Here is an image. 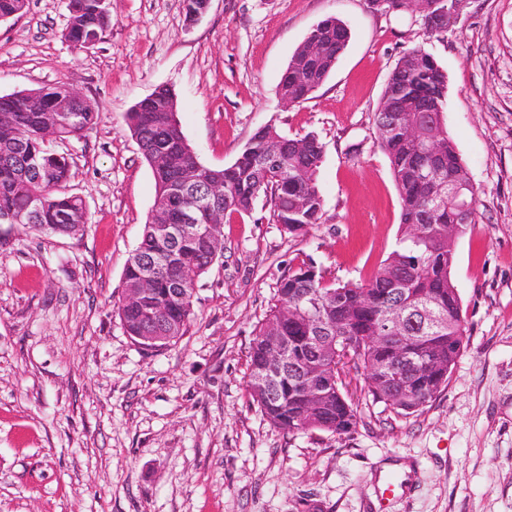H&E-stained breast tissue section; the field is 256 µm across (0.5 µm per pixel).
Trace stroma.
<instances>
[{
  "mask_svg": "<svg viewBox=\"0 0 512 512\" xmlns=\"http://www.w3.org/2000/svg\"><path fill=\"white\" fill-rule=\"evenodd\" d=\"M110 13V34L81 50L62 36L66 0H28L0 22V96L64 84L98 110L55 145L91 217L84 234L16 226L0 247V512H512V0H467L436 32L369 0H211L193 23L184 0H110ZM330 16L350 29L346 49L310 99L282 107L291 55ZM417 47L448 75L444 117L478 190L454 241L469 341L413 415L373 402L352 371V433L275 429L246 390L250 343L300 265L364 284L396 249L399 196L372 116ZM161 85L210 167L269 124L316 135L323 215L300 236L263 199L225 218L185 334L147 349L115 313L155 194L125 115ZM398 468L410 493L378 505L379 478Z\"/></svg>",
  "mask_w": 512,
  "mask_h": 512,
  "instance_id": "obj_1",
  "label": "stroma"
}]
</instances>
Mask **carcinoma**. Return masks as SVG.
<instances>
[{"instance_id":"carcinoma-1","label":"carcinoma","mask_w":512,"mask_h":512,"mask_svg":"<svg viewBox=\"0 0 512 512\" xmlns=\"http://www.w3.org/2000/svg\"><path fill=\"white\" fill-rule=\"evenodd\" d=\"M27 0H0V18L21 14ZM111 30L108 5L97 0H69L63 37L76 48L104 40ZM322 45L311 57L298 49L291 56L278 86L281 96L306 100L329 76L350 39L348 27L327 17L309 32ZM448 76L435 58L416 48L392 69L373 115L375 134L386 153L401 206L397 248L365 285L328 283L311 264H302L278 284L273 303L256 328L248 361L247 391L273 427L299 432L320 430L347 434L357 425L358 408L348 400L336 367L342 364L341 343L336 351L317 355L310 343L316 322L324 318L336 336H379L381 318L397 303L432 302L443 316L441 329L430 332L421 322L408 323L401 336H388L382 345H363L351 351L353 368L368 393L378 402L408 416L444 390L453 365L464 349L468 327L452 279L455 263L448 225L462 220L460 202L471 204L466 229L475 222L478 192L448 136L443 112ZM70 108L60 112L61 105ZM176 94L160 90L142 100L125 121L155 181L153 209L163 221H175L195 210L197 200L211 197L214 209L225 215L252 210L260 198L272 205L274 223L300 235L319 223L323 199L317 174L323 145L313 134L287 138L272 125L258 129L235 162L223 169L202 166L200 179L188 186L176 181L177 172L197 155L186 137L174 138L180 126ZM97 110L90 100L74 97L64 84L25 90L0 97V214L13 224L47 237H71L90 223L83 199L67 191L71 178L68 154L51 150L43 131L58 125L62 142L78 139L92 125ZM277 143L276 156L266 143ZM224 183L216 194L213 185ZM444 199L434 205V187ZM224 250L221 227L189 231L174 242L162 225L147 220L141 238L124 269V287L134 288L145 273L152 286L132 304L118 303L117 315L132 337L156 336L162 346L182 336L193 319L195 288L200 277ZM344 300L341 311L308 308L314 296ZM293 309V318L285 312ZM279 336L285 361L259 380L267 366L268 337ZM404 351L432 361L420 370L391 351ZM320 368L319 375L310 373ZM319 389L316 401L307 390Z\"/></svg>"}]
</instances>
